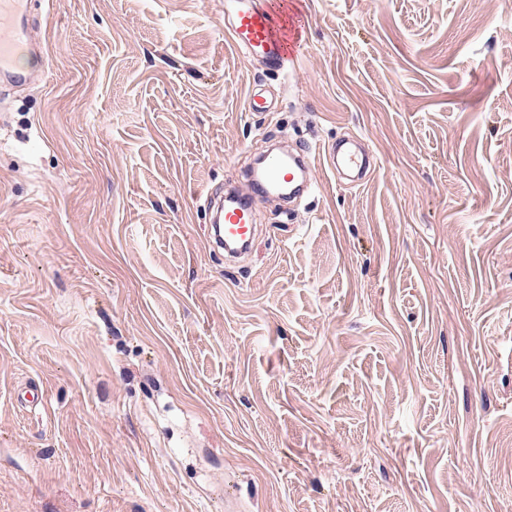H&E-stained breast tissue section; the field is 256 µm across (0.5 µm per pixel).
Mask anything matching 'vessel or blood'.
I'll return each mask as SVG.
<instances>
[{
    "label": "vessel or blood",
    "mask_w": 512,
    "mask_h": 512,
    "mask_svg": "<svg viewBox=\"0 0 512 512\" xmlns=\"http://www.w3.org/2000/svg\"><path fill=\"white\" fill-rule=\"evenodd\" d=\"M227 32L235 46L268 71L292 77L298 49L306 39V23L295 0H227ZM20 50L41 57L46 51L43 39L34 37L33 22L27 16L25 0H0V93L31 84L32 73L13 68L10 60ZM329 169H364L370 164L367 153L331 144L325 154ZM315 153L306 151L288 157L267 154L259 182L269 187L287 186L299 193L297 172L313 173ZM211 223V243L232 261L247 254L256 239L255 207L243 198L226 203L210 201L206 207Z\"/></svg>",
    "instance_id": "b4317fda"
}]
</instances>
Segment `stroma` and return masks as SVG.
Listing matches in <instances>:
<instances>
[{"label": "stroma", "mask_w": 512, "mask_h": 512, "mask_svg": "<svg viewBox=\"0 0 512 512\" xmlns=\"http://www.w3.org/2000/svg\"><path fill=\"white\" fill-rule=\"evenodd\" d=\"M300 6L286 80L224 0H33L43 78L0 96V512H512V15ZM348 134L376 171L318 167L225 264L206 197Z\"/></svg>", "instance_id": "1"}]
</instances>
